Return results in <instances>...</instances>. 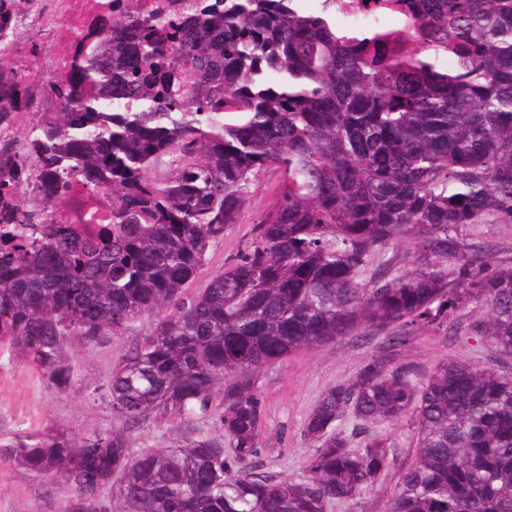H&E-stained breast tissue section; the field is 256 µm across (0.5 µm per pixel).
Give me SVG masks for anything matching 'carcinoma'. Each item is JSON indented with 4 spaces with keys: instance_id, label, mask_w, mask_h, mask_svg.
I'll list each match as a JSON object with an SVG mask.
<instances>
[{
    "instance_id": "1",
    "label": "carcinoma",
    "mask_w": 512,
    "mask_h": 512,
    "mask_svg": "<svg viewBox=\"0 0 512 512\" xmlns=\"http://www.w3.org/2000/svg\"><path fill=\"white\" fill-rule=\"evenodd\" d=\"M0 0V341L60 390L74 339L164 318L112 371L119 424L0 443V461L58 479L71 512H330L372 493L410 421L414 460L383 512H512V265L460 229L512 221V0H382L391 28L336 27V0H108L104 37L49 85L10 68ZM453 68L443 67L446 57ZM38 168L28 203L16 186ZM274 208L208 285L184 297L254 182ZM112 196L95 238L62 223L73 178ZM412 246L406 270L389 250ZM505 369L463 356L422 376L373 356L324 391L299 481L257 470L268 366L347 336L454 328ZM352 419V428L344 426ZM212 420L214 437L130 448L123 424ZM111 493L105 500V493Z\"/></svg>"
}]
</instances>
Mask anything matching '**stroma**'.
Masks as SVG:
<instances>
[{
	"instance_id": "stroma-1",
	"label": "stroma",
	"mask_w": 512,
	"mask_h": 512,
	"mask_svg": "<svg viewBox=\"0 0 512 512\" xmlns=\"http://www.w3.org/2000/svg\"><path fill=\"white\" fill-rule=\"evenodd\" d=\"M274 205L267 179L257 183L241 223L227 229L223 242L207 252L206 262L188 285L187 294L205 288L224 267L248 235L252 222ZM151 313L138 317L118 335L75 340L66 348L73 370V382L57 390L8 347L0 346V439L35 434L54 426L77 437L112 428L116 418L108 399L112 369L158 324ZM470 316L460 318L455 334L427 330L412 337L393 352L397 362L414 364L421 372L432 371L437 363L463 354L485 368L497 367L492 349L466 340ZM385 335L363 342L346 338L314 351L302 352L287 361L271 365L260 374L257 387L265 401L261 471L278 477L301 479L306 459L312 452L304 434L305 421L321 393L353 379L369 359L384 347ZM210 421H153L127 423L130 447L175 448L203 434H215ZM72 493L39 472L0 463V512H68Z\"/></svg>"
}]
</instances>
